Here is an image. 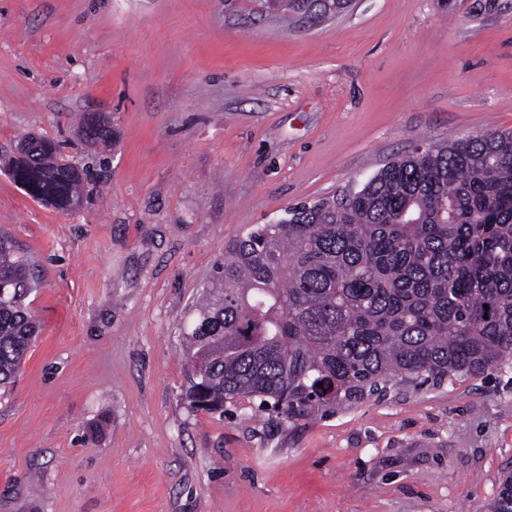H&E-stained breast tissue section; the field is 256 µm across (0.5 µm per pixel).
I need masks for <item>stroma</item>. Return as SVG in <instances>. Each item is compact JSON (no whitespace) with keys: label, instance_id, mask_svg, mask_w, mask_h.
Wrapping results in <instances>:
<instances>
[{"label":"stroma","instance_id":"35a3bbf8","mask_svg":"<svg viewBox=\"0 0 512 512\" xmlns=\"http://www.w3.org/2000/svg\"><path fill=\"white\" fill-rule=\"evenodd\" d=\"M117 139L84 144V114ZM512 130V0H0V148L90 171L0 231L36 339L0 387V512H487L512 473V362L311 421L184 399L183 333L224 244L360 188L416 141Z\"/></svg>","mask_w":512,"mask_h":512}]
</instances>
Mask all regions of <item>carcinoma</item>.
<instances>
[{
    "label": "carcinoma",
    "instance_id": "1",
    "mask_svg": "<svg viewBox=\"0 0 512 512\" xmlns=\"http://www.w3.org/2000/svg\"><path fill=\"white\" fill-rule=\"evenodd\" d=\"M81 133L102 147L114 135L102 114L85 116ZM8 171L61 209L80 202L87 179L45 136L16 141ZM30 279L1 233L0 386L36 334ZM184 336L185 397L220 416L257 400L286 421L311 419L419 379L441 385L503 368L512 357V132L413 151L358 190L250 227L224 246ZM489 512H512V474Z\"/></svg>",
    "mask_w": 512,
    "mask_h": 512
}]
</instances>
